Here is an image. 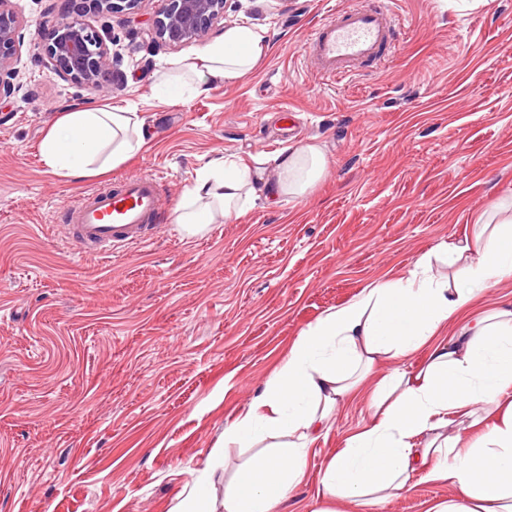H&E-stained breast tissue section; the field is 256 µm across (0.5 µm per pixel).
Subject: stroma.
<instances>
[{
    "label": "stroma",
    "instance_id": "1",
    "mask_svg": "<svg viewBox=\"0 0 512 512\" xmlns=\"http://www.w3.org/2000/svg\"><path fill=\"white\" fill-rule=\"evenodd\" d=\"M359 0H224L208 34L248 25L269 47L208 96L163 104L154 73L195 51L155 44L164 0L90 17L112 37L114 82L96 101L139 112L143 149L89 179L48 172L45 130L87 91L21 48L0 96V512H172L231 423L326 310L460 243L512 199V0H383L400 21L382 68L320 84L302 46ZM39 37L62 0H12ZM292 116L281 119L282 107ZM305 143L328 165L300 199L257 202L186 236L173 211L208 160L249 166ZM163 177L147 245L112 258L61 230L66 207L132 175ZM369 418L365 393L309 453L288 512H312L315 474ZM447 484L415 475L372 512H423Z\"/></svg>",
    "mask_w": 512,
    "mask_h": 512
}]
</instances>
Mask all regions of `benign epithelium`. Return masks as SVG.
<instances>
[{"instance_id":"benign-epithelium-1","label":"benign epithelium","mask_w":512,"mask_h":512,"mask_svg":"<svg viewBox=\"0 0 512 512\" xmlns=\"http://www.w3.org/2000/svg\"><path fill=\"white\" fill-rule=\"evenodd\" d=\"M0 0V92L11 89L15 78L12 60L24 44L22 25L10 6ZM80 14H65L33 43L37 55L50 69L89 92L105 89L104 79L112 73L113 59L107 37L90 26L84 16L121 13L135 8L138 0H80ZM167 5L154 20L155 42L165 46L199 41L224 15V0H166Z\"/></svg>"}]
</instances>
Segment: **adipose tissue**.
<instances>
[{
  "mask_svg": "<svg viewBox=\"0 0 512 512\" xmlns=\"http://www.w3.org/2000/svg\"><path fill=\"white\" fill-rule=\"evenodd\" d=\"M265 37L247 25L225 29L155 84L167 103L207 96L251 71ZM145 143L138 113L76 102L47 128L40 145L50 173L89 178L118 166ZM327 158L314 143L279 160L274 177L230 158L196 173L174 221L189 235L247 210L258 195L300 198L322 178ZM453 279L419 260L407 276L376 280L351 302L304 329L246 410L224 428L220 457L252 449L224 483L204 470L174 512H284L308 477L312 443L332 414L372 376L368 424L349 436L317 479V512H355L398 496L415 472L447 482L448 500L425 512H512V309L475 311L476 298L512 278V203L479 216L465 246L444 252ZM452 337H444L449 324ZM417 368L405 364L416 354ZM392 370L374 376L377 364Z\"/></svg>",
  "mask_w": 512,
  "mask_h": 512,
  "instance_id": "obj_1",
  "label": "adipose tissue"
}]
</instances>
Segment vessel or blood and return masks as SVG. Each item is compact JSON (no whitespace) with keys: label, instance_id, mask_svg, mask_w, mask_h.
<instances>
[{"label":"vessel or blood","instance_id":"obj_1","mask_svg":"<svg viewBox=\"0 0 512 512\" xmlns=\"http://www.w3.org/2000/svg\"><path fill=\"white\" fill-rule=\"evenodd\" d=\"M398 25L382 9L355 6L336 9L316 25L304 46L313 72L322 83L335 85L356 74L366 62L389 61ZM160 209L157 177L125 178L114 190L100 189L83 197L66 213L67 237L83 250L103 256L146 241Z\"/></svg>","mask_w":512,"mask_h":512}]
</instances>
